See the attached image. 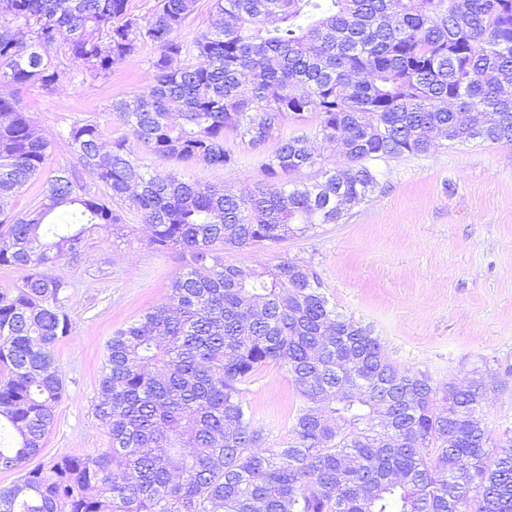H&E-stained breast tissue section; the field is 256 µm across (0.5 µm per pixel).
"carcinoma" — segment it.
<instances>
[{"label": "carcinoma", "mask_w": 512, "mask_h": 512, "mask_svg": "<svg viewBox=\"0 0 512 512\" xmlns=\"http://www.w3.org/2000/svg\"><path fill=\"white\" fill-rule=\"evenodd\" d=\"M0 0V86L51 90L105 79L150 43L153 77L112 102L133 142L98 125L63 135L80 168L59 167L28 212L0 221V266L26 272L0 292V512H512V436L479 418L490 384L436 385L400 369L336 310L309 266L224 264L223 252L337 224L378 181L367 162L441 141L512 143V0ZM319 119L343 169L304 134L279 138L248 195L150 172L146 156L230 167L231 133L256 148L288 117ZM51 141L0 94V214L43 171ZM318 169L312 183L289 176ZM94 181L83 183L81 172ZM191 257L162 302L117 331L95 415L109 447L31 466L64 391L54 347L72 333L62 261L86 234L125 227ZM302 398L283 448L245 402L265 365ZM211 0H198L197 12L187 21L182 31V36L190 39L196 31L204 29L210 22Z\"/></svg>", "instance_id": "obj_1"}]
</instances>
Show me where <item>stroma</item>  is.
Returning <instances> with one entry per match:
<instances>
[{"label":"stroma","instance_id":"stroma-1","mask_svg":"<svg viewBox=\"0 0 512 512\" xmlns=\"http://www.w3.org/2000/svg\"><path fill=\"white\" fill-rule=\"evenodd\" d=\"M156 53L143 45L102 80L63 82L50 93L16 91L53 142L44 173L73 164L61 134L74 122H96L106 144L129 137L111 104L149 84ZM275 147L272 141L257 151L239 147V163L224 169L183 168L156 157L149 163L162 176L246 193L263 181L261 162ZM372 166L377 188L339 223L310 236L225 250V263L272 266L286 257L308 265L337 311L369 327L400 367L426 372L438 384L494 377L484 419L494 434L512 433V375L504 373L512 367V144H443ZM126 221L121 236L93 229L80 257L61 269L73 332L56 348L65 391L37 458L46 467L67 452L95 455L108 447L107 430L94 415L106 343L164 301L188 261L153 248L134 216ZM245 399L267 447H282L302 403L284 368L261 369Z\"/></svg>","mask_w":512,"mask_h":512}]
</instances>
